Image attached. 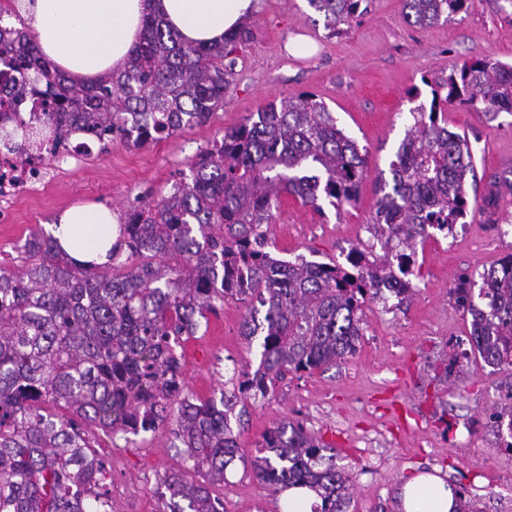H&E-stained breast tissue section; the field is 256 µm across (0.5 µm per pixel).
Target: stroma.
<instances>
[{
	"mask_svg": "<svg viewBox=\"0 0 512 512\" xmlns=\"http://www.w3.org/2000/svg\"><path fill=\"white\" fill-rule=\"evenodd\" d=\"M402 0H371L364 15L330 35L307 0H259L248 19L249 41L238 44L233 82L224 105L203 126L184 128L144 146L113 142L81 161L67 159L45 190L0 223V264L22 263L18 247L28 231L47 227L74 205H102L116 213L151 204L188 176L192 158L269 100L316 93L344 132L368 151V171L355 206L343 211L283 198L268 227L275 252L293 261L344 260L353 248L383 255L370 232L381 174L411 123L417 102H429L422 78L448 74L463 62L487 58L512 63V9L502 0H475L453 21L423 29L402 17ZM303 36L315 49L286 52ZM419 99H411L412 87ZM451 130L468 133L477 164V197L497 194L498 205L470 207L452 234H433L415 259L407 304L387 297L364 307L355 351L310 373H289L267 397L232 413L230 426L244 453L212 491L224 512H280L281 497L257 481L248 465L265 456L263 433L286 420L336 450L337 466L355 481L349 512H397V490L408 477L431 473L463 490L479 512H512L511 435L497 425L512 406V365L490 367L470 351L471 316L450 291L461 280L480 286L485 271L512 253V117L488 121L479 112L448 107ZM245 303L226 300L185 345L183 374L191 393L232 395L241 371L260 363L259 342L240 334ZM168 429L130 438L95 433L108 470L112 512H164L162 480L178 457Z\"/></svg>",
	"mask_w": 512,
	"mask_h": 512,
	"instance_id": "stroma-1",
	"label": "stroma"
}]
</instances>
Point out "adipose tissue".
<instances>
[{
    "label": "adipose tissue",
    "mask_w": 512,
    "mask_h": 512,
    "mask_svg": "<svg viewBox=\"0 0 512 512\" xmlns=\"http://www.w3.org/2000/svg\"><path fill=\"white\" fill-rule=\"evenodd\" d=\"M44 54L71 78L124 68L138 41L146 12L159 15L189 44L223 43L256 9V0H23ZM117 216L94 206H74L57 218L52 234L75 260L100 266L117 237ZM400 512H456L458 504L441 477L421 473L402 488Z\"/></svg>",
    "instance_id": "ef3b65f1"
}]
</instances>
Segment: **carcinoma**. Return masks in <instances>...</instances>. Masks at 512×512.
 Masks as SVG:
<instances>
[{"label":"carcinoma","instance_id":"carcinoma-1","mask_svg":"<svg viewBox=\"0 0 512 512\" xmlns=\"http://www.w3.org/2000/svg\"><path fill=\"white\" fill-rule=\"evenodd\" d=\"M364 0H308L336 33L367 12ZM474 0H403L404 18L429 28ZM242 29L220 46L183 43L148 13L122 71L74 81L40 50L34 34L0 27V77H44L33 91L37 120L56 127L55 143L74 131L102 147L139 146L186 126L204 125L224 102ZM430 102L410 111L390 177L371 218L382 258L356 250L348 265L269 251L267 226L285 196L322 215L356 204L367 152L339 128L313 94L270 102L198 153L188 179L148 206L120 217L108 269L81 264L40 229L23 245L21 268L0 266V512H103L104 461L90 451L82 425L108 436L155 433L176 417L181 468L165 475L166 512H215L209 485L240 451L229 414L237 403L266 397L290 371H311L355 351L367 300L383 290L411 296L416 246L428 229L450 233L464 223L477 182L468 137L448 129L457 103L491 120L512 115V65L465 62L430 81ZM456 304L472 317L469 343L489 366L512 365V254L483 275V287L459 281ZM248 308L240 335L260 337V363L239 374V397L216 404L193 396L183 376L185 337L226 299ZM485 301L480 306L475 299ZM271 458L250 462L253 476L282 492L305 487L313 512H347L348 471L335 449L301 425L282 421L263 434ZM193 472L197 481L187 479Z\"/></svg>","mask_w":512,"mask_h":512}]
</instances>
